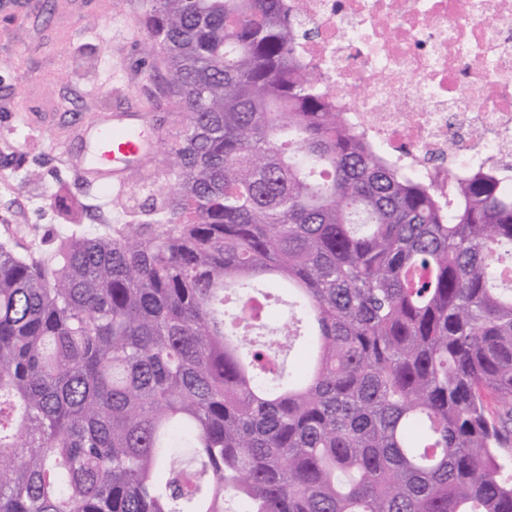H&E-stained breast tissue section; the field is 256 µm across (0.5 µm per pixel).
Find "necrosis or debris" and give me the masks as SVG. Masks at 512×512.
I'll use <instances>...</instances> for the list:
<instances>
[{
	"label": "necrosis or debris",
	"mask_w": 512,
	"mask_h": 512,
	"mask_svg": "<svg viewBox=\"0 0 512 512\" xmlns=\"http://www.w3.org/2000/svg\"><path fill=\"white\" fill-rule=\"evenodd\" d=\"M303 57L353 126L418 176L512 168V0H298Z\"/></svg>",
	"instance_id": "obj_1"
}]
</instances>
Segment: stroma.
<instances>
[{
    "instance_id": "obj_1",
    "label": "stroma",
    "mask_w": 512,
    "mask_h": 512,
    "mask_svg": "<svg viewBox=\"0 0 512 512\" xmlns=\"http://www.w3.org/2000/svg\"><path fill=\"white\" fill-rule=\"evenodd\" d=\"M19 11L0 16V241L17 252L49 249L71 235L105 233L144 189L169 193L175 183L171 150L185 123L177 99L164 96L162 54L146 56L143 0H20ZM111 80L113 92L100 86ZM145 111L158 150L121 190L106 193L78 182L63 164L60 146L77 119L102 121L115 112ZM66 184L87 216L61 219L55 191ZM110 206H102L104 196Z\"/></svg>"
}]
</instances>
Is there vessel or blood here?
Listing matches in <instances>:
<instances>
[{
  "label": "vessel or blood",
  "mask_w": 512,
  "mask_h": 512,
  "mask_svg": "<svg viewBox=\"0 0 512 512\" xmlns=\"http://www.w3.org/2000/svg\"><path fill=\"white\" fill-rule=\"evenodd\" d=\"M76 130L82 150L76 154L63 147L66 165L77 179L107 189L124 185L158 149L155 135L139 113H115L107 122L80 124Z\"/></svg>",
  "instance_id": "1"
}]
</instances>
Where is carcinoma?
<instances>
[{"label": "carcinoma", "instance_id": "obj_1", "mask_svg": "<svg viewBox=\"0 0 512 512\" xmlns=\"http://www.w3.org/2000/svg\"><path fill=\"white\" fill-rule=\"evenodd\" d=\"M297 12L146 0L175 191L49 254L0 243V512H512V170L377 151ZM271 283L262 352L225 293L265 322Z\"/></svg>", "mask_w": 512, "mask_h": 512}]
</instances>
